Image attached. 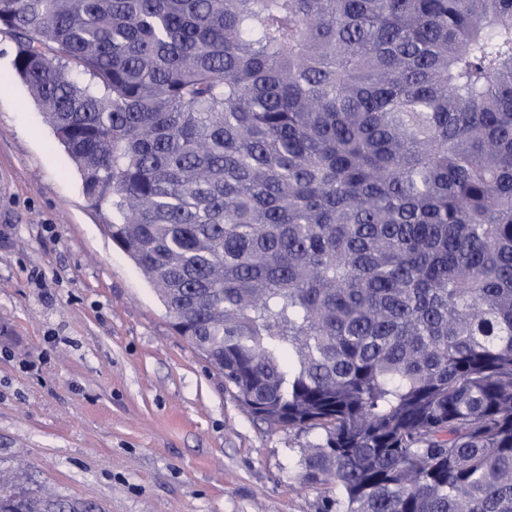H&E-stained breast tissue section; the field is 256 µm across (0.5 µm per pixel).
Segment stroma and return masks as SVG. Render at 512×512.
Returning a JSON list of instances; mask_svg holds the SVG:
<instances>
[{"mask_svg":"<svg viewBox=\"0 0 512 512\" xmlns=\"http://www.w3.org/2000/svg\"><path fill=\"white\" fill-rule=\"evenodd\" d=\"M0 33V471L99 512H325L117 247Z\"/></svg>","mask_w":512,"mask_h":512,"instance_id":"1","label":"stroma"}]
</instances>
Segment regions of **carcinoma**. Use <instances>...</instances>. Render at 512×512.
<instances>
[{
  "mask_svg": "<svg viewBox=\"0 0 512 512\" xmlns=\"http://www.w3.org/2000/svg\"><path fill=\"white\" fill-rule=\"evenodd\" d=\"M112 241L325 512H512V0H0ZM0 512H94L0 473Z\"/></svg>",
  "mask_w": 512,
  "mask_h": 512,
  "instance_id": "obj_1",
  "label": "carcinoma"
}]
</instances>
